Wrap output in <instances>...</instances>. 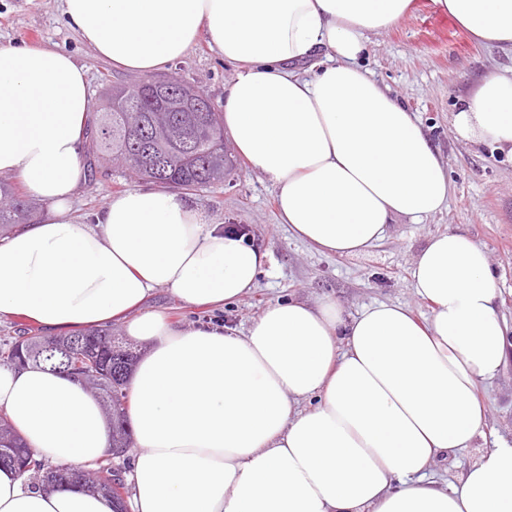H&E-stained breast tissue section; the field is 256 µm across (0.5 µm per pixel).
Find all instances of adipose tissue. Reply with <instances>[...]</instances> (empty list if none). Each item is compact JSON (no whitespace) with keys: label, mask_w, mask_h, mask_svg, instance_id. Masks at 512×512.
Segmentation results:
<instances>
[{"label":"adipose tissue","mask_w":512,"mask_h":512,"mask_svg":"<svg viewBox=\"0 0 512 512\" xmlns=\"http://www.w3.org/2000/svg\"><path fill=\"white\" fill-rule=\"evenodd\" d=\"M478 44L512 51V0H433ZM412 0H64L95 58L166 70L207 35L235 66L221 102L233 146L277 191L279 223L323 253L353 255L397 216L440 212L448 171L421 121L362 68L370 34ZM96 102L88 69L55 46L0 45V176L45 203L0 240V316L64 336L122 325L144 353L130 382L131 512H512V443L446 488L435 466L484 435L481 383L504 372L512 329L488 252L466 233L430 237L411 267L432 306L420 321L379 303L267 305L245 332L183 327L146 304L249 294L268 253L209 223L183 194L135 188L76 216ZM454 123L512 158V68L488 73ZM315 405L303 409L302 404ZM0 410L39 456L77 470L111 429L66 375L0 366ZM0 468V512H114L81 486L30 491Z\"/></svg>","instance_id":"1"}]
</instances>
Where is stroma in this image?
<instances>
[{
    "mask_svg": "<svg viewBox=\"0 0 512 512\" xmlns=\"http://www.w3.org/2000/svg\"><path fill=\"white\" fill-rule=\"evenodd\" d=\"M22 44L55 45L73 55L87 66L97 97L106 88L131 87L141 80L139 74L118 71L110 62L91 56L64 16L62 0H0V45ZM361 64L427 128L453 183L447 207L420 221L396 218L384 237L364 253L327 255L278 222L273 184L244 159H237L224 184L189 192L188 197L210 221L223 225L225 231L242 233L245 242L269 252L256 288L220 312L179 306L164 289L155 293L149 308L167 310L183 326L220 320L241 333L269 303L294 298L310 301L329 296L349 315L376 302L401 304L415 316L427 318L429 303L411 287L413 260L432 235L462 231L488 251L500 292L499 311L512 328V161L487 145L461 139L454 128V116L474 84L488 70L511 68L512 53L476 45L433 0H413L411 11L396 25L371 35ZM170 69L216 103L233 73L232 66L203 39ZM142 185L128 173H89L76 208L82 213L100 210L112 196ZM481 396L492 423L472 451L459 454L457 469L434 468L439 482L457 481L460 469L494 442L512 443V363L496 381L482 385Z\"/></svg>",
    "mask_w": 512,
    "mask_h": 512,
    "instance_id": "stroma-1",
    "label": "stroma"
}]
</instances>
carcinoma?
<instances>
[{"label": "carcinoma", "instance_id": "obj_1", "mask_svg": "<svg viewBox=\"0 0 512 512\" xmlns=\"http://www.w3.org/2000/svg\"><path fill=\"white\" fill-rule=\"evenodd\" d=\"M113 90L105 104L91 117L87 150L89 166L104 171L126 169L138 178L165 185L171 178L182 180L188 190L208 188L224 182L235 168L220 138L222 113L158 112L135 89L125 98L127 111H111ZM35 200L17 193L0 181V236L38 214ZM78 345L70 355L59 352L33 360L37 365L58 371L78 373L87 378V388L100 400L102 411L112 425V447L127 448L130 434L125 426L124 409L129 402L128 381L135 359L133 351L112 338V327L91 329L77 335ZM61 343L32 328L21 327L16 335L0 339V361L16 364L26 350L42 344ZM12 440L13 454L0 455V466L16 468L32 488L43 486V473L54 468L48 460L22 445L7 418L0 414V440ZM97 481L112 483L110 494L117 502L128 496L122 472L106 457L86 470Z\"/></svg>", "mask_w": 512, "mask_h": 512}]
</instances>
